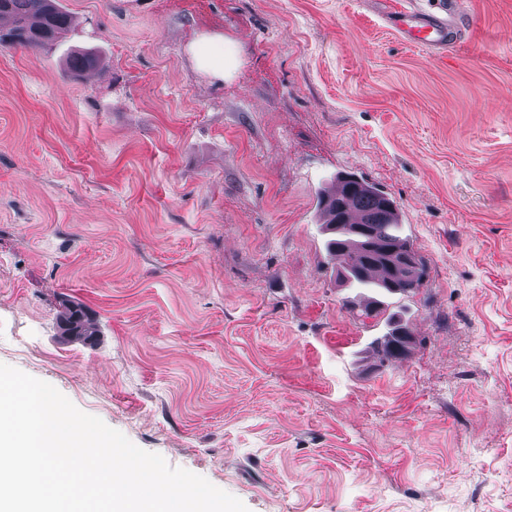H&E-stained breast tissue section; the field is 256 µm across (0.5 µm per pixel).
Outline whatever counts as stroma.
Wrapping results in <instances>:
<instances>
[{
    "label": "stroma",
    "mask_w": 512,
    "mask_h": 512,
    "mask_svg": "<svg viewBox=\"0 0 512 512\" xmlns=\"http://www.w3.org/2000/svg\"><path fill=\"white\" fill-rule=\"evenodd\" d=\"M58 2L66 38L0 48V363L248 512H512V0L442 56L371 0ZM343 175L424 261L374 317L325 250ZM100 64L101 58L94 53H77L68 61V76L72 79L81 78L86 72L97 69ZM81 313H76L73 318L68 322H62L60 324L62 334L63 336L70 338V339H78L82 340L85 343L91 344L94 343L97 339V336H95L96 330L93 328L92 320L90 319L89 314H84L85 317V332L86 336H83L81 333V329L79 327V320L82 318ZM87 336H94V337H87Z\"/></svg>",
    "instance_id": "stroma-1"
}]
</instances>
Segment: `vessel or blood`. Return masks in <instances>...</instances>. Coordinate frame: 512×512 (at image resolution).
<instances>
[{"label": "vessel or blood", "instance_id": "obj_1", "mask_svg": "<svg viewBox=\"0 0 512 512\" xmlns=\"http://www.w3.org/2000/svg\"><path fill=\"white\" fill-rule=\"evenodd\" d=\"M386 21L409 43L446 49L457 38L463 13L460 0H435L432 8L418 9L400 0H377Z\"/></svg>", "mask_w": 512, "mask_h": 512}]
</instances>
